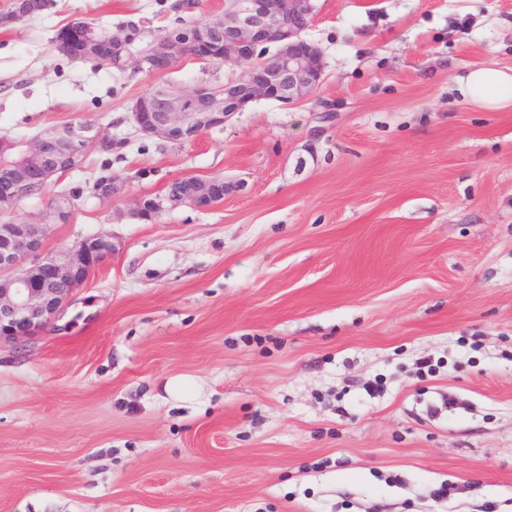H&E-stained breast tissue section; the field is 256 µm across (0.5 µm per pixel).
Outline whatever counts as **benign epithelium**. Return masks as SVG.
Segmentation results:
<instances>
[{
	"mask_svg": "<svg viewBox=\"0 0 512 512\" xmlns=\"http://www.w3.org/2000/svg\"><path fill=\"white\" fill-rule=\"evenodd\" d=\"M313 18V0H224V13L196 24L191 34L160 35L135 56L129 53L130 28L99 32L81 17L60 29L55 43L58 52L75 61L119 68L132 63L154 74L187 60L241 68L220 87L200 85L188 93L150 94L136 101L131 112L136 131L182 144L224 127L252 102L273 98L289 104L310 97L323 81L320 49L301 38ZM270 46L275 53L267 57ZM101 140L112 145L91 127L70 124L47 129L25 144L0 141V183L6 187L0 191V343L31 336L52 322L116 250L111 238L96 235L64 253L46 252L47 226L69 220L64 202L37 222L13 218L18 204L53 177L80 167L88 146ZM182 179L194 183L191 195L140 196L135 214L153 219L180 205L208 209L224 201V178ZM119 190L121 181L114 177L98 182L94 195L105 202Z\"/></svg>",
	"mask_w": 512,
	"mask_h": 512,
	"instance_id": "1",
	"label": "benign epithelium"
}]
</instances>
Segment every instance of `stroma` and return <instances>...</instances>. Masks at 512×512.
I'll return each instance as SVG.
<instances>
[{"instance_id":"obj_1","label":"stroma","mask_w":512,"mask_h":512,"mask_svg":"<svg viewBox=\"0 0 512 512\" xmlns=\"http://www.w3.org/2000/svg\"><path fill=\"white\" fill-rule=\"evenodd\" d=\"M180 2L55 0L0 26V138L115 141L15 219L64 197L48 252L116 246L0 344V512H512V105L458 91L512 67V0H314L313 96L175 144L136 131V100L232 69L94 66L54 38L83 17L150 41L224 9ZM186 174L232 190L133 215Z\"/></svg>"}]
</instances>
